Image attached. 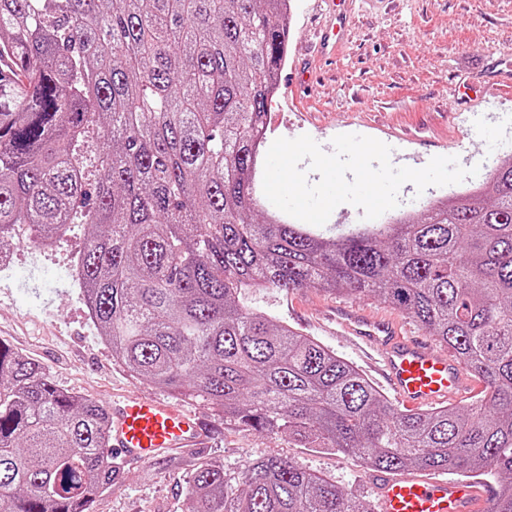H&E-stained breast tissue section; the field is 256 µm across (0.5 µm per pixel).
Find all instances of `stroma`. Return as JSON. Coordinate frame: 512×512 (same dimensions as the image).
Segmentation results:
<instances>
[{
    "instance_id": "obj_1",
    "label": "stroma",
    "mask_w": 512,
    "mask_h": 512,
    "mask_svg": "<svg viewBox=\"0 0 512 512\" xmlns=\"http://www.w3.org/2000/svg\"><path fill=\"white\" fill-rule=\"evenodd\" d=\"M319 0H292L288 55L268 106L266 140L312 137L325 152L340 134L375 138L391 147L394 166L421 168L453 156L475 176L417 192L404 184L398 211L419 213L425 199L482 183L489 159L512 155V91L496 80L512 71V0H354L344 40L331 59H316L307 44L318 23ZM305 65L308 86L293 71ZM88 228L70 225L56 240L13 251L0 271V342L35 359L60 387L109 404L132 390L158 389L132 376L112 356L93 325L70 272ZM336 295L304 288H249L246 307L287 322L369 371L368 363L323 329ZM214 428L205 447L149 462H124V473L102 492L93 512H184L188 481L205 462L235 471L246 461L278 456L315 472L364 502H372L370 467L358 457L303 448L285 435L269 436L225 423L209 406L186 399Z\"/></svg>"
}]
</instances>
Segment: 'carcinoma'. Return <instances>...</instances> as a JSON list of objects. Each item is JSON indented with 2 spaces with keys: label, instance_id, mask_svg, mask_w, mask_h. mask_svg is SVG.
<instances>
[{
  "label": "carcinoma",
  "instance_id": "carcinoma-1",
  "mask_svg": "<svg viewBox=\"0 0 512 512\" xmlns=\"http://www.w3.org/2000/svg\"><path fill=\"white\" fill-rule=\"evenodd\" d=\"M290 0H0V253L90 228L91 319L135 377L377 470L498 479L512 512V157L421 217L324 236L263 208L258 158ZM373 297L485 382L398 412L355 365L240 304L249 287ZM104 406L0 342V512H90L122 477ZM185 512H372L267 456L205 463Z\"/></svg>",
  "mask_w": 512,
  "mask_h": 512
}]
</instances>
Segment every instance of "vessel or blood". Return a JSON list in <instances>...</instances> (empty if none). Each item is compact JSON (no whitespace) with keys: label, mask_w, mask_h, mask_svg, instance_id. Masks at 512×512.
Masks as SVG:
<instances>
[{"label":"vessel or blood","mask_w":512,"mask_h":512,"mask_svg":"<svg viewBox=\"0 0 512 512\" xmlns=\"http://www.w3.org/2000/svg\"><path fill=\"white\" fill-rule=\"evenodd\" d=\"M337 335L378 355L399 406L415 411L460 396L479 385L456 359L394 317L357 305L340 304L332 317ZM110 439L127 460H149L205 444L209 426L179 403L129 392L109 406ZM375 512H487L497 495L493 485L458 481L444 473H389L371 476Z\"/></svg>","instance_id":"1"}]
</instances>
